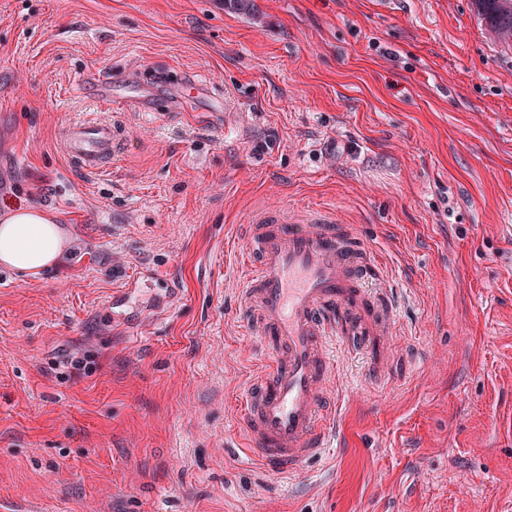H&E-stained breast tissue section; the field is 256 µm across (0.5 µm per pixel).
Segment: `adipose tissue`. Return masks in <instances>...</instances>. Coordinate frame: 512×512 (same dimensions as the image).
I'll return each mask as SVG.
<instances>
[{"label":"adipose tissue","mask_w":512,"mask_h":512,"mask_svg":"<svg viewBox=\"0 0 512 512\" xmlns=\"http://www.w3.org/2000/svg\"><path fill=\"white\" fill-rule=\"evenodd\" d=\"M68 246L51 213L32 206L0 211V265L34 276L55 265Z\"/></svg>","instance_id":"adipose-tissue-1"}]
</instances>
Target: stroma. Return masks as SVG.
<instances>
[{
    "label": "stroma",
    "instance_id": "stroma-1",
    "mask_svg": "<svg viewBox=\"0 0 512 512\" xmlns=\"http://www.w3.org/2000/svg\"><path fill=\"white\" fill-rule=\"evenodd\" d=\"M254 3L0 0V209L70 242L0 266V512H512V49L469 0ZM93 122L87 171L61 132ZM259 206L334 208L399 304L380 351L338 348L336 440L285 477L240 422ZM114 131L110 123L74 124L65 131L66 151L84 170H98L112 162Z\"/></svg>",
    "mask_w": 512,
    "mask_h": 512
}]
</instances>
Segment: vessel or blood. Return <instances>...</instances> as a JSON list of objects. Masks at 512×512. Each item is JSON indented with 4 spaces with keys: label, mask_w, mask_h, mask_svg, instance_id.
Segmentation results:
<instances>
[{
    "label": "vessel or blood",
    "mask_w": 512,
    "mask_h": 512,
    "mask_svg": "<svg viewBox=\"0 0 512 512\" xmlns=\"http://www.w3.org/2000/svg\"><path fill=\"white\" fill-rule=\"evenodd\" d=\"M65 137L68 155L83 169L111 163V124H74ZM248 240L252 271L239 304L267 359L245 393L241 419L268 469L290 474L334 440L336 409L323 387L337 342L366 345L394 321L397 308L390 296L368 295L371 255L334 210L289 217L255 210Z\"/></svg>",
    "instance_id": "b4317fda"
}]
</instances>
